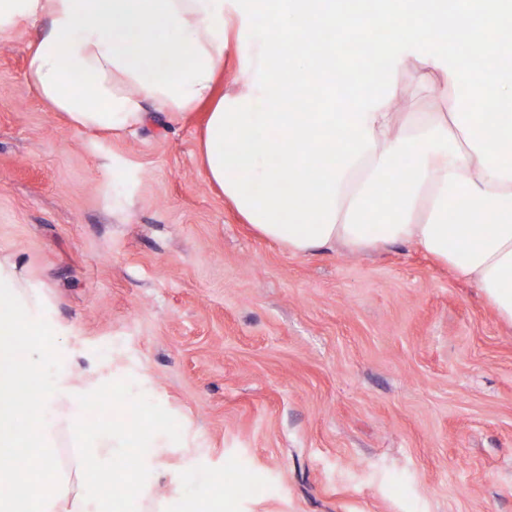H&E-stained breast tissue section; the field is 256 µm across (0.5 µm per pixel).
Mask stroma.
Masks as SVG:
<instances>
[{"label": "stroma", "mask_w": 512, "mask_h": 512, "mask_svg": "<svg viewBox=\"0 0 512 512\" xmlns=\"http://www.w3.org/2000/svg\"><path fill=\"white\" fill-rule=\"evenodd\" d=\"M0 38V251L39 286L74 377L124 373L190 447L151 495L188 512H512V323L411 244L295 255L205 178L195 124L77 130ZM416 57L411 112H444ZM192 481H183V473ZM224 504L223 479H217L208 489L205 495L199 498L192 506V512H220L219 505Z\"/></svg>", "instance_id": "1"}]
</instances>
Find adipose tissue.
I'll return each instance as SVG.
<instances>
[{
    "label": "adipose tissue",
    "instance_id": "obj_1",
    "mask_svg": "<svg viewBox=\"0 0 512 512\" xmlns=\"http://www.w3.org/2000/svg\"><path fill=\"white\" fill-rule=\"evenodd\" d=\"M262 10L266 37H238L245 93L217 90L227 47L224 0H0V36L38 28L25 76L76 129L126 134L150 113L200 119L199 161L256 235L299 255L355 253L411 243L479 288L512 321V132L478 99L512 100V66L458 85L466 42L452 29L488 28L490 12L457 14L380 0L336 16L316 0H240ZM382 28L379 58L419 55L441 72L444 112H393L386 70L358 72L328 58L291 56L290 37L319 28ZM436 46L419 54V42ZM329 75L322 93L358 87L341 112H290L292 73ZM267 111L254 112L255 100ZM318 166H311V159Z\"/></svg>",
    "mask_w": 512,
    "mask_h": 512
}]
</instances>
